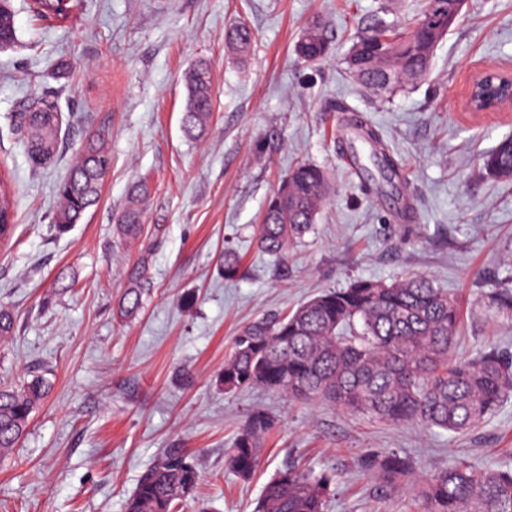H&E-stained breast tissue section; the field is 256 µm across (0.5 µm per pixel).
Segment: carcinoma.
<instances>
[{"label": "carcinoma", "instance_id": "1", "mask_svg": "<svg viewBox=\"0 0 512 512\" xmlns=\"http://www.w3.org/2000/svg\"><path fill=\"white\" fill-rule=\"evenodd\" d=\"M39 19L61 21L66 12L59 0H39L30 6ZM456 0H428L409 31L378 24L353 42L345 58L347 69L362 85L391 95L425 80L438 43L451 25ZM16 39L9 0H0V46ZM251 29L241 24L226 34L228 45L240 52L251 44ZM309 63L328 54L320 25L310 24L296 45ZM188 99L182 117L184 134L203 137L212 113V77L205 63L187 76ZM19 113L18 127L28 143L31 164L56 157L63 117L57 101L33 95ZM110 157L99 140L90 139L77 153L68 177L57 186L59 205L52 217L58 232L80 222L101 198ZM490 178H512V139L482 158ZM150 186L131 188L118 234L140 236V201ZM331 184L324 169L299 163L286 173L261 214L257 241L266 253L282 257L313 227L328 201ZM241 259L224 252V277L234 279ZM150 288L145 260L127 271L118 302L125 316L135 315ZM493 318L512 320V289L494 286L482 297ZM460 301L434 285L424 274L385 284L356 279L349 286L318 294L281 318L261 317L236 336L217 381L230 392L261 386L302 403H330L340 410L373 421L413 424L453 434L470 431L512 396V358L489 348L471 359L455 356L460 326ZM50 391L49 382L35 377L18 387H0V458L9 456L24 434L32 413ZM275 421L261 411L249 414L227 453L228 468L249 479L259 463L260 440ZM363 468L386 485H396L414 473L413 462L396 451L367 456ZM200 473L183 448H170L141 475L126 501L125 512H174L194 496ZM337 476L329 470L288 467L267 483L256 512H328L336 494ZM424 512H512V470H477L462 459L412 487Z\"/></svg>", "mask_w": 512, "mask_h": 512}]
</instances>
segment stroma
<instances>
[{"label": "stroma", "mask_w": 512, "mask_h": 512, "mask_svg": "<svg viewBox=\"0 0 512 512\" xmlns=\"http://www.w3.org/2000/svg\"><path fill=\"white\" fill-rule=\"evenodd\" d=\"M426 0H77L65 24L36 21L11 0L16 42L0 49V179L16 224L0 240V306L15 335L0 342V386L34 377L50 392L10 456L0 459V512H124L139 477L168 448L187 449L202 479L179 512H255L287 465L339 477L329 512H423L408 484L382 487L368 453L398 450L418 473L455 457L512 468V399L473 430L453 435L371 421L327 404L304 405L262 387L224 392L216 382L250 321L280 317L361 278L412 273L457 295L456 352L512 355V320L476 303L490 283L512 288V179H490L482 157L512 138V111L468 112L473 76L512 74V0H466L438 44L429 78L382 99L348 73L345 58L376 21L411 27ZM319 21L330 47L320 63L295 45ZM248 25L244 56L225 30ZM212 72L207 136L181 129L185 76ZM58 99L63 142L54 162L30 163L16 131L32 95ZM372 129L399 164L375 166L366 144L349 165L347 129ZM112 157L99 204L64 234L52 222L55 187L90 138ZM269 147L257 155L255 146ZM300 162L328 172L333 191L312 230L286 257L263 252L257 225L267 197ZM149 178L143 234L115 226L129 189ZM242 257L224 277V252ZM146 258L151 282L139 312L121 316L126 271ZM69 281L58 292L59 279ZM276 422L259 468L240 480L225 454L249 413Z\"/></svg>", "instance_id": "obj_1"}]
</instances>
